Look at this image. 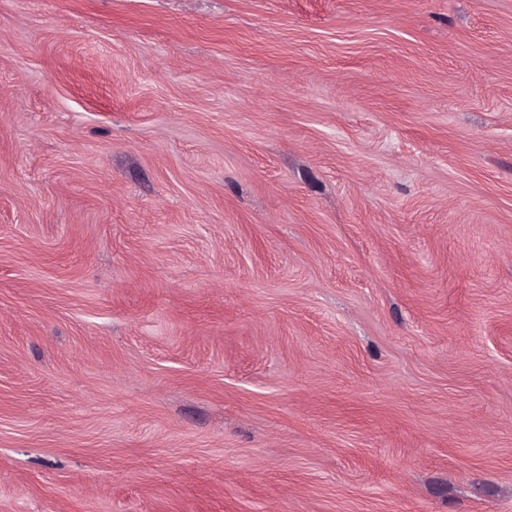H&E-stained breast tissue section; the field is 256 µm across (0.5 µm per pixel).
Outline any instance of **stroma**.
I'll list each match as a JSON object with an SVG mask.
<instances>
[{
  "label": "stroma",
  "instance_id": "1",
  "mask_svg": "<svg viewBox=\"0 0 512 512\" xmlns=\"http://www.w3.org/2000/svg\"><path fill=\"white\" fill-rule=\"evenodd\" d=\"M0 512H512V0H0Z\"/></svg>",
  "mask_w": 512,
  "mask_h": 512
}]
</instances>
